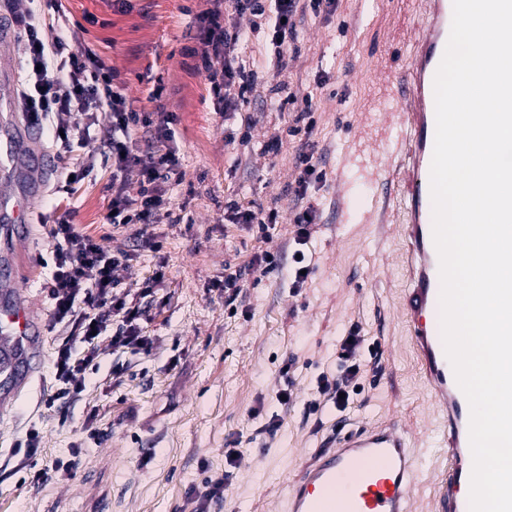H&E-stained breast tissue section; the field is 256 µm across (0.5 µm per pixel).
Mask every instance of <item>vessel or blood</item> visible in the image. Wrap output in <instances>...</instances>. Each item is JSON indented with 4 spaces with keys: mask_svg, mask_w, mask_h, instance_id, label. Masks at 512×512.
<instances>
[{
    "mask_svg": "<svg viewBox=\"0 0 512 512\" xmlns=\"http://www.w3.org/2000/svg\"><path fill=\"white\" fill-rule=\"evenodd\" d=\"M452 0H424L422 32L408 62L394 74L392 99L401 110L396 160L377 168L375 181L396 187L404 206L403 234L409 268L400 314L418 353L425 387L441 413L434 445L448 451L449 466L434 497L440 512H470L472 452L470 405L446 356L440 325L439 256L433 240L430 169L435 140L434 78L444 56L452 22ZM31 204L21 198L0 213V239L29 223ZM13 268L0 274V377L10 397L35 371V339L41 330L29 307L9 284ZM422 460L413 452L408 426L399 421L338 426L326 450L305 463L290 481L288 512H412Z\"/></svg>",
    "mask_w": 512,
    "mask_h": 512,
    "instance_id": "vessel-or-blood-1",
    "label": "vessel or blood"
}]
</instances>
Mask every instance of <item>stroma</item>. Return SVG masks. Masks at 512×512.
<instances>
[{
	"mask_svg": "<svg viewBox=\"0 0 512 512\" xmlns=\"http://www.w3.org/2000/svg\"><path fill=\"white\" fill-rule=\"evenodd\" d=\"M204 7V0H131L126 9L119 0H0V27L12 32L0 42V63L16 79L24 77L26 54L13 32L33 10L116 72L134 110L176 114L172 147L181 172L180 181L164 184L170 216L155 228L160 248L135 245L139 225L106 223L111 164L96 163L70 192L53 193L81 152L60 149L46 126L24 138L12 124L13 102L0 104V140L18 147L13 169L0 173V199L37 194L33 224L4 254L16 267L15 292L42 326L37 371L18 397L0 404V512H197L203 500L208 512H281L293 474L342 419L354 428L403 419L425 459L433 457L440 417L398 314L396 258L405 241L378 232L371 216L382 190L364 175L386 162L395 143L391 37L413 33L414 4L336 0L335 11L301 20L280 69L269 63L265 35L253 33L241 52L254 64L257 91L235 112L212 96L185 53L197 43L195 17ZM288 97L294 105L277 111ZM275 135L278 155H264ZM305 143L325 177L310 192L318 219L304 248L309 275L297 288L293 212ZM234 203L276 211L270 238L225 222ZM65 214L105 249L128 250L116 271L121 288L155 285L140 321L150 351L113 350V333L104 331L93 384L60 414L42 404L56 389L55 352L67 328L53 321L46 290L53 243L41 222ZM263 250L280 254L279 267L250 269L235 302L226 303L215 286L225 267L247 266ZM354 329L365 338L357 357L366 375L340 414L318 385L339 373L340 343ZM116 368L121 377H113ZM287 386L293 398L283 405L276 393ZM273 417L278 431L263 434ZM31 428L39 431L38 468L71 460V477L37 484L20 468ZM230 447L240 451L232 466L224 458ZM224 472L223 498L206 500L208 478Z\"/></svg>",
	"mask_w": 512,
	"mask_h": 512,
	"instance_id": "35a3bbf8",
	"label": "stroma"
}]
</instances>
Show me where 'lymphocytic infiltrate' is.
Segmentation results:
<instances>
[{
  "label": "lymphocytic infiltrate",
  "instance_id": "f902f5d3",
  "mask_svg": "<svg viewBox=\"0 0 512 512\" xmlns=\"http://www.w3.org/2000/svg\"><path fill=\"white\" fill-rule=\"evenodd\" d=\"M208 6L197 16L199 57L212 94L223 101L228 112L237 111L248 93L254 89L250 63L239 54L240 42L250 34L224 23L225 13L250 16L264 21L275 50L294 42L297 21L305 14L329 12L334 0H207ZM29 51L31 72L28 82L18 93V108L29 120L49 122L60 132L64 151L84 147L86 125L105 116L117 137L107 146L88 152L87 162L72 174L83 180L96 161L112 164V203L106 216L108 223L142 224L146 241L155 238L151 228L167 200L159 181L178 177L175 154L167 143L173 136L174 113L159 112L148 116L134 110L116 84L117 76L107 69L91 49L71 47L61 30L46 25L42 17L28 13L18 33ZM223 58L222 68L212 61ZM137 171V191H130L127 174ZM323 180V171L313 154L300 157L295 179L296 193L303 204L294 214L295 239L306 244L317 220V209L308 203L310 186ZM47 235L54 244L55 262L50 273L49 295L53 301V317L66 324L69 332L57 352L56 392L44 399L46 408L77 399L86 390L92 375L98 371L96 332L115 322L112 345L117 349H148L150 337L144 336L138 320L142 301L150 287L131 294L119 291L114 272L125 253L106 251L98 240L80 225L58 218L48 225ZM364 338L351 331L340 344L342 370L336 379H321L318 389L338 412L349 406L348 393L357 387L361 365L355 354Z\"/></svg>",
  "mask_w": 512,
  "mask_h": 512
}]
</instances>
